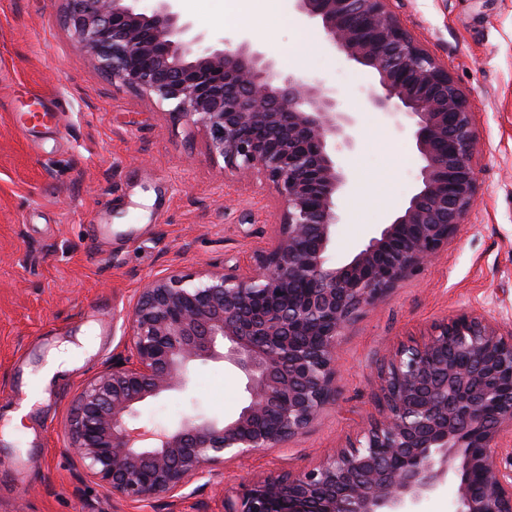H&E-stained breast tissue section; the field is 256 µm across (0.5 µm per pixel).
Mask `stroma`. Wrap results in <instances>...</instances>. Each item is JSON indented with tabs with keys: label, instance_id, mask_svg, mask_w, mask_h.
I'll use <instances>...</instances> for the list:
<instances>
[{
	"label": "stroma",
	"instance_id": "1",
	"mask_svg": "<svg viewBox=\"0 0 512 512\" xmlns=\"http://www.w3.org/2000/svg\"><path fill=\"white\" fill-rule=\"evenodd\" d=\"M409 36L446 66L473 113L478 199L447 249L362 313L339 340L336 402L303 435L192 481L182 498L132 504L81 474L67 437L72 401L113 356L138 291L177 270L195 276L255 266L282 207L262 174L225 169L205 129L113 85L64 22L66 0H0V421L25 400L26 375L61 343L96 336L95 351L60 374L23 426L0 431V512H222L248 479L307 470L378 415V370L403 343L462 311L512 325V0H390ZM275 24L260 0H190L194 31L220 45L239 32L283 70L335 88L357 113L349 186L332 262L349 259L415 193L420 161L392 118L362 107L370 74L331 49L294 7ZM39 98L53 129L23 132L13 114ZM112 227L94 241L92 227ZM244 384L220 361L195 365L186 390L139 410L141 424L193 413L230 416Z\"/></svg>",
	"mask_w": 512,
	"mask_h": 512
}]
</instances>
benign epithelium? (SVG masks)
<instances>
[{"mask_svg": "<svg viewBox=\"0 0 512 512\" xmlns=\"http://www.w3.org/2000/svg\"><path fill=\"white\" fill-rule=\"evenodd\" d=\"M67 2L66 24L113 84L201 124L225 168L260 172L282 204L253 272L172 270L143 288L128 316L131 355L74 399L68 434L86 477L130 503L178 498L191 479L303 434L334 400L339 337L447 248L476 202L473 113L390 0H295L335 49L370 69L363 107L408 118L399 128L421 160L406 207L336 265V197L348 187L338 156L357 135L336 90L282 71L245 38L206 44L177 0ZM206 360L244 375L235 415L130 425ZM378 402L355 441L298 474L251 479L224 512H416L450 479L453 512H512V326L470 312L435 323L382 367Z\"/></svg>", "mask_w": 512, "mask_h": 512, "instance_id": "benign-epithelium-1", "label": "benign epithelium"}]
</instances>
